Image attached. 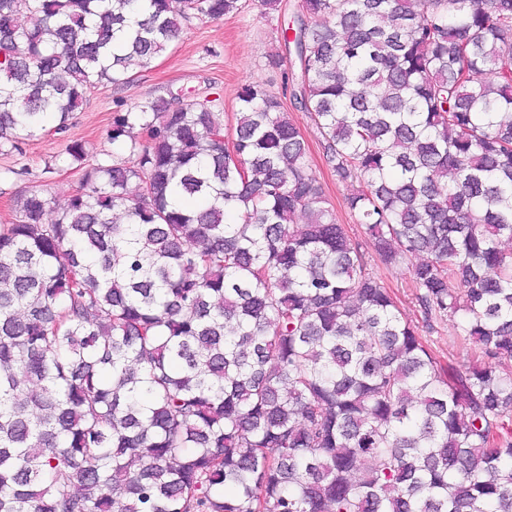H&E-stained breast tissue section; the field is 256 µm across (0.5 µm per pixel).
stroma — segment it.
Segmentation results:
<instances>
[{
    "instance_id": "1",
    "label": "stroma",
    "mask_w": 512,
    "mask_h": 512,
    "mask_svg": "<svg viewBox=\"0 0 512 512\" xmlns=\"http://www.w3.org/2000/svg\"><path fill=\"white\" fill-rule=\"evenodd\" d=\"M297 9L298 0H281L279 10L269 13L259 7L257 0H242L240 12L223 20L190 19L173 45L150 68L136 71L127 86L94 92L81 112L75 113L66 132H55L54 122H47L45 131L26 140L21 152L0 155V225L13 221L11 201L28 190L44 191L56 206L65 205L80 182L79 172L67 164L66 146L70 141L84 142L90 162H127L129 144L115 143L108 137L114 112L179 93L187 100L213 99L229 116L237 108L242 87L259 81L281 98L299 126L309 146L312 171L338 222L352 234H360L361 228L345 204L351 185L336 180L323 157L317 128L307 113L295 107L290 95L291 57L281 39V29ZM365 257L370 271L396 297L404 319L421 324L407 267L386 266L370 249ZM423 339L441 364L459 366L471 356L470 344L459 338L452 321H438L435 332L424 333Z\"/></svg>"
}]
</instances>
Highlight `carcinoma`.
Segmentation results:
<instances>
[{
    "label": "carcinoma",
    "mask_w": 512,
    "mask_h": 512,
    "mask_svg": "<svg viewBox=\"0 0 512 512\" xmlns=\"http://www.w3.org/2000/svg\"><path fill=\"white\" fill-rule=\"evenodd\" d=\"M239 0H0V151L65 131ZM299 108L443 366L367 268L280 98L116 112L0 226V512H512V0H301ZM299 214L303 224L295 223Z\"/></svg>",
    "instance_id": "obj_1"
}]
</instances>
